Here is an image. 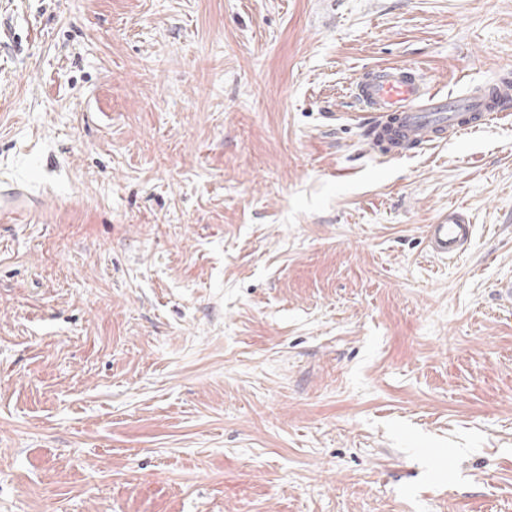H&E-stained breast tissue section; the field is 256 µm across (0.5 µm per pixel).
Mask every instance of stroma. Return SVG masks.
<instances>
[{"label":"stroma","mask_w":512,"mask_h":512,"mask_svg":"<svg viewBox=\"0 0 512 512\" xmlns=\"http://www.w3.org/2000/svg\"><path fill=\"white\" fill-rule=\"evenodd\" d=\"M386 64L512 0H0V512H512V116L383 158ZM27 203L35 205L33 196L19 187H11L4 192L2 191L0 197L1 215L12 213L13 210ZM473 224L467 214L450 211L426 227V247L438 258L451 259L465 251L471 242Z\"/></svg>","instance_id":"35a3bbf8"}]
</instances>
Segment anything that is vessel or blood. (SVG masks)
<instances>
[{
    "instance_id": "vessel-or-blood-1",
    "label": "vessel or blood",
    "mask_w": 512,
    "mask_h": 512,
    "mask_svg": "<svg viewBox=\"0 0 512 512\" xmlns=\"http://www.w3.org/2000/svg\"><path fill=\"white\" fill-rule=\"evenodd\" d=\"M356 100L384 155L400 157L412 146L446 140L448 132L479 129L493 117H506L512 111V82H489L481 93L445 94L429 89L408 69L385 65L368 72ZM32 200L23 189L9 188L0 193V213H12ZM472 233L467 214L451 211L427 225L426 247L433 256L450 259L465 251Z\"/></svg>"
}]
</instances>
